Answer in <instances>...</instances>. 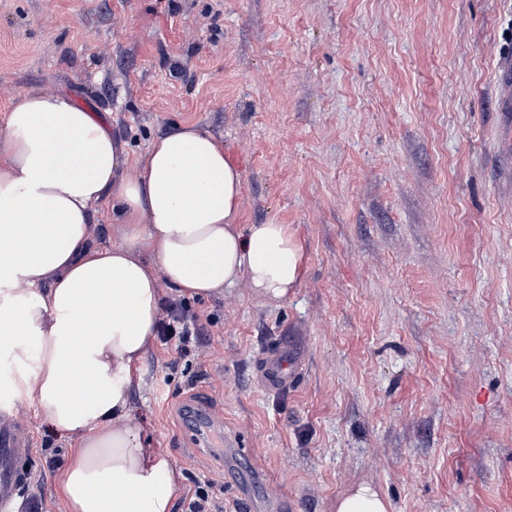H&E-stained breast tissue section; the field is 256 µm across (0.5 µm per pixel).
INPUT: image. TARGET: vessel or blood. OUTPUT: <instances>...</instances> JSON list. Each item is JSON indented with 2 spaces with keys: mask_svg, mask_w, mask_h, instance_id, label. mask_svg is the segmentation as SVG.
<instances>
[{
  "mask_svg": "<svg viewBox=\"0 0 512 512\" xmlns=\"http://www.w3.org/2000/svg\"><path fill=\"white\" fill-rule=\"evenodd\" d=\"M261 383L271 390L287 388L292 372L283 345L268 347L258 361ZM30 434L10 411L0 412V512H17V503L28 487L27 462Z\"/></svg>",
  "mask_w": 512,
  "mask_h": 512,
  "instance_id": "b4317fda",
  "label": "vessel or blood"
}]
</instances>
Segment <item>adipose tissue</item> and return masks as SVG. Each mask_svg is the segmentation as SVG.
<instances>
[{"label":"adipose tissue","mask_w":512,"mask_h":512,"mask_svg":"<svg viewBox=\"0 0 512 512\" xmlns=\"http://www.w3.org/2000/svg\"><path fill=\"white\" fill-rule=\"evenodd\" d=\"M127 157L92 112L63 95L14 99L0 134V392L35 402L73 441L59 491L68 512H172L181 481L130 412L132 373L156 334L161 282L188 297L247 278L287 298L305 271L285 224L238 225L242 174L195 126ZM122 246L91 242L104 203ZM96 322L76 347L73 325Z\"/></svg>","instance_id":"adipose-tissue-1"}]
</instances>
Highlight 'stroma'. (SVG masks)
<instances>
[{
  "mask_svg": "<svg viewBox=\"0 0 512 512\" xmlns=\"http://www.w3.org/2000/svg\"><path fill=\"white\" fill-rule=\"evenodd\" d=\"M512 0H0V130L14 98L62 92L136 160L176 125L242 173L241 224H288L300 285L193 298L210 356L153 342L131 413L182 481L244 512L215 438L257 457L295 512L369 484L392 512H512V153L498 71ZM301 364L270 392L255 361ZM214 422L187 423L184 407ZM29 477L67 512L40 448L73 443L29 401Z\"/></svg>",
  "mask_w": 512,
  "mask_h": 512,
  "instance_id": "obj_1",
  "label": "stroma"
}]
</instances>
